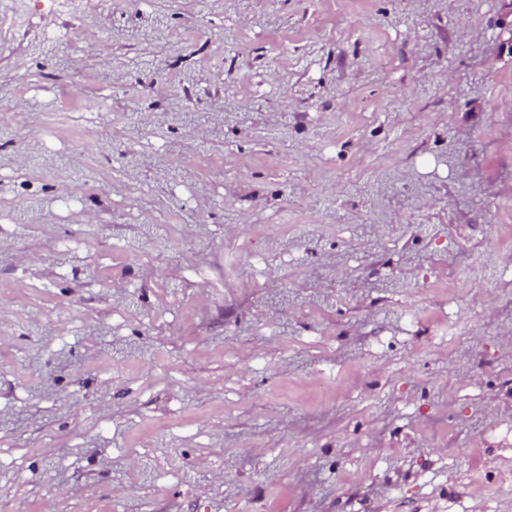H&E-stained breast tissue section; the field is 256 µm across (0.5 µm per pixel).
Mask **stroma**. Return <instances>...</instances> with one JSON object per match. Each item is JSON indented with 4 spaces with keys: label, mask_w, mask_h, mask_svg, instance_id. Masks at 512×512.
Returning a JSON list of instances; mask_svg holds the SVG:
<instances>
[{
    "label": "stroma",
    "mask_w": 512,
    "mask_h": 512,
    "mask_svg": "<svg viewBox=\"0 0 512 512\" xmlns=\"http://www.w3.org/2000/svg\"><path fill=\"white\" fill-rule=\"evenodd\" d=\"M502 0H0V512H512Z\"/></svg>",
    "instance_id": "1"
}]
</instances>
